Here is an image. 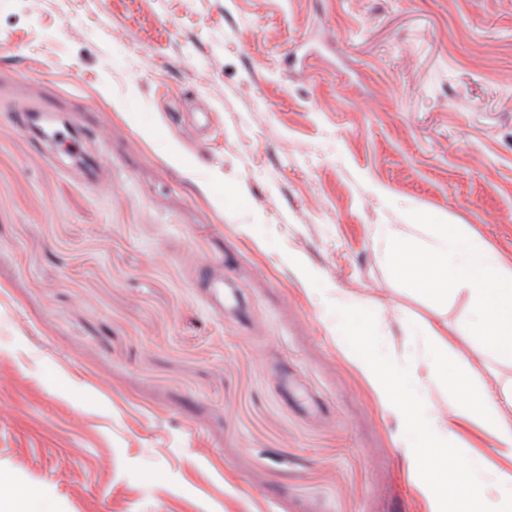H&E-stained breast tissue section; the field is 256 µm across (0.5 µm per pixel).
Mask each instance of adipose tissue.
Listing matches in <instances>:
<instances>
[{
	"label": "adipose tissue",
	"instance_id": "1",
	"mask_svg": "<svg viewBox=\"0 0 512 512\" xmlns=\"http://www.w3.org/2000/svg\"><path fill=\"white\" fill-rule=\"evenodd\" d=\"M407 340L422 351V369L413 375L417 384L429 392L457 395L462 403V422L490 434L503 460L502 466L488 472L484 478H474L473 460L448 446L453 430L447 414L433 410L427 416L431 426L427 445L440 451L432 464L433 469L453 473L458 481L459 496L470 503L482 498L484 485H492L501 495V512H512V379L497 380L495 390H487L474 376L469 359L454 349L447 336L446 323L417 322ZM346 342L358 368L382 395L385 406L401 422L419 421L414 402L394 385L383 362L371 351L370 341L363 332H355Z\"/></svg>",
	"mask_w": 512,
	"mask_h": 512
}]
</instances>
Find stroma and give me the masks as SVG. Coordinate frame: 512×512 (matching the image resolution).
Segmentation results:
<instances>
[{
  "mask_svg": "<svg viewBox=\"0 0 512 512\" xmlns=\"http://www.w3.org/2000/svg\"><path fill=\"white\" fill-rule=\"evenodd\" d=\"M48 113L85 161L30 132ZM512 255V0H0V470L34 512H427L349 358L466 301L379 224Z\"/></svg>",
  "mask_w": 512,
  "mask_h": 512,
  "instance_id": "35a3bbf8",
  "label": "stroma"
}]
</instances>
